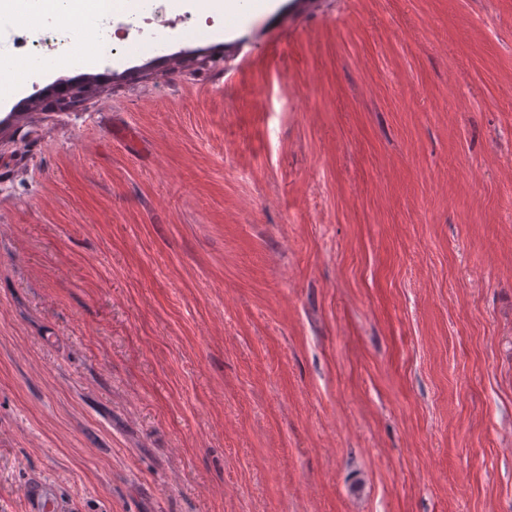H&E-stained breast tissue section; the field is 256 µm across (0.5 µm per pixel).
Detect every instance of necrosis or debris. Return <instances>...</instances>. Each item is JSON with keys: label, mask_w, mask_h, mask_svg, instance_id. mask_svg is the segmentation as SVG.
<instances>
[{"label": "necrosis or debris", "mask_w": 512, "mask_h": 512, "mask_svg": "<svg viewBox=\"0 0 512 512\" xmlns=\"http://www.w3.org/2000/svg\"><path fill=\"white\" fill-rule=\"evenodd\" d=\"M18 7L19 0H0V16L14 20L12 26H0V76L16 58L72 53L83 43L80 22L90 16L100 18L101 33L122 42L133 34L146 38L160 29L191 23L190 15L161 11L147 4L130 11L116 25L102 0H28V20L20 24L15 20Z\"/></svg>", "instance_id": "obj_1"}]
</instances>
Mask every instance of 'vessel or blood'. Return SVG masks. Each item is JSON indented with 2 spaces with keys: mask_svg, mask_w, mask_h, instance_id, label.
Masks as SVG:
<instances>
[{
  "mask_svg": "<svg viewBox=\"0 0 512 512\" xmlns=\"http://www.w3.org/2000/svg\"><path fill=\"white\" fill-rule=\"evenodd\" d=\"M214 8H221L232 16V24L225 28L221 45L240 46L249 36L262 28L278 13L286 0H205ZM147 49L137 54H116L112 57L113 77L132 82L142 68L165 69L179 55L202 50L200 42L169 34L155 35L148 40ZM25 512H66L65 501L57 487L41 477L32 478L25 493Z\"/></svg>",
  "mask_w": 512,
  "mask_h": 512,
  "instance_id": "obj_1",
  "label": "vessel or blood"
}]
</instances>
